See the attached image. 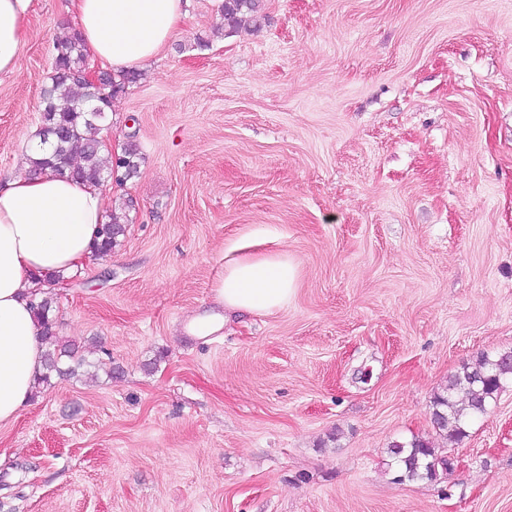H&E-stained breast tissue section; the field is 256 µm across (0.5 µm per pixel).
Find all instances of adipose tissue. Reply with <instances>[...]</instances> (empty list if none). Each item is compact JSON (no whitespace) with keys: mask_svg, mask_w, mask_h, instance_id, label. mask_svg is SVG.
Listing matches in <instances>:
<instances>
[{"mask_svg":"<svg viewBox=\"0 0 512 512\" xmlns=\"http://www.w3.org/2000/svg\"><path fill=\"white\" fill-rule=\"evenodd\" d=\"M32 0H0V74L16 71ZM86 55L113 73L145 68L179 34L183 0H70ZM108 197L101 186L47 171L0 182V424L15 421L42 367L44 346L29 296L49 289L93 256ZM296 269L286 254L229 260L214 286L219 312L196 317L208 336L227 318L267 315L294 294Z\"/></svg>","mask_w":512,"mask_h":512,"instance_id":"ef3b65f1","label":"adipose tissue"}]
</instances>
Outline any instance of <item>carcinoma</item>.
<instances>
[{"mask_svg": "<svg viewBox=\"0 0 512 512\" xmlns=\"http://www.w3.org/2000/svg\"><path fill=\"white\" fill-rule=\"evenodd\" d=\"M224 26L233 30L244 16L254 25L265 19L263 0H224L221 5ZM54 70L50 84L42 92L43 109L39 135L51 150L38 158L29 159L35 173L51 169L65 171L72 176L100 185L115 177L123 181L134 176L139 168V151L129 144L123 155L106 156L100 147L99 133L112 107V99L136 81V73L115 77L103 74L99 83L88 84L76 76L82 62L81 39L75 29L65 31L54 44ZM128 217L125 210L112 209L107 221L101 225L102 238L99 253L106 256L119 245L125 235ZM34 315L41 327V338L52 348L43 353V371L37 384L50 383L52 374L77 376L86 366L75 345L56 336L54 311L56 301L50 292L34 294ZM512 375V352L493 357L484 355L478 366L465 365L448 379V387L437 394L432 402L435 427L458 440L465 434V426L474 417L487 413V408L503 387L506 376ZM390 456L395 466L398 483L436 478L434 468L445 462L431 442L412 437L409 441H396L390 445Z\"/></svg>", "mask_w": 512, "mask_h": 512, "instance_id": "cac0c4a2", "label": "carcinoma"}]
</instances>
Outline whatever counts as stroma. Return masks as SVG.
Wrapping results in <instances>:
<instances>
[{
    "label": "stroma",
    "instance_id": "35a3bbf8",
    "mask_svg": "<svg viewBox=\"0 0 512 512\" xmlns=\"http://www.w3.org/2000/svg\"><path fill=\"white\" fill-rule=\"evenodd\" d=\"M179 35L114 100L103 189L129 221L57 290L113 374L52 378L0 425V512H512V379L450 442L434 394L512 351V0H264ZM68 0L0 76V176L40 124ZM287 253L282 309L206 336L224 265ZM451 458L393 483L392 442ZM263 0H224L221 5V16L224 26L234 30L241 18L248 16L255 26L265 20Z\"/></svg>",
    "mask_w": 512,
    "mask_h": 512
}]
</instances>
